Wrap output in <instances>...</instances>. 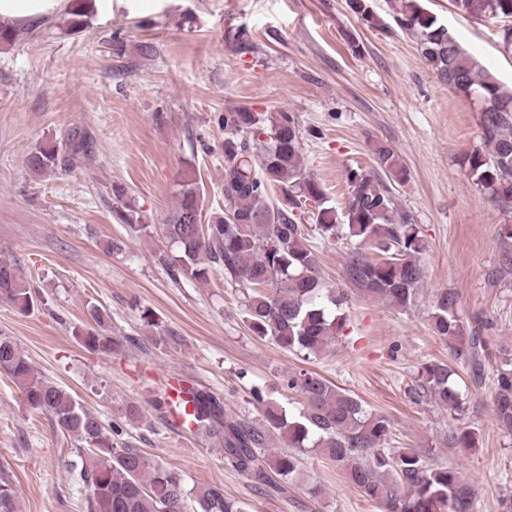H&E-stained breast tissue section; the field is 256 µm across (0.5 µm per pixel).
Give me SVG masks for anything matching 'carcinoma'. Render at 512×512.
Instances as JSON below:
<instances>
[{"label": "carcinoma", "instance_id": "carcinoma-1", "mask_svg": "<svg viewBox=\"0 0 512 512\" xmlns=\"http://www.w3.org/2000/svg\"><path fill=\"white\" fill-rule=\"evenodd\" d=\"M91 0H71L67 23L81 26ZM402 24L419 38L423 58L438 81L455 93L481 104L480 126L487 151L466 157L472 183L501 209L512 210V88L499 82L494 71L470 55L456 36L420 0H400ZM459 11L478 19L502 23L500 43L512 50V0H451ZM224 211L235 219L215 216L199 229L203 219V191L192 163L184 162V180L172 220L166 225L176 253H161L159 264L169 277L206 281L216 270L225 282L248 290L244 304L249 329L281 349L307 358L319 356L347 320L348 297L324 286L320 261L307 244L302 213L315 208L313 219L327 235L345 225L351 237L371 246L376 257L356 252L343 268L347 282L373 298L397 308L412 305L423 275L419 255L424 250L418 225L399 211L392 188L407 181L408 170L388 145L375 149L376 168H351L346 173L348 199L339 210L322 185L301 162L300 131L294 115H267L238 108L224 113ZM30 168L44 173L58 165V153L43 146L28 158ZM119 206L116 218L130 232L146 229L127 191L113 187ZM504 242L491 280L512 275V224L502 227ZM22 312L37 306L39 298L17 268L0 261V300ZM95 325L76 326L73 335L87 349L109 355L121 342L102 334L103 312L90 308ZM434 333L454 342L456 358L468 363L473 379L482 371L485 339L458 314V294L448 289L436 294L431 309ZM497 389L493 400L499 429L512 436V351L498 356ZM0 369L21 390L27 404L48 413L62 432L85 445L93 458L84 470L89 487L90 512H249V505L224 496L219 484L189 488L180 475L150 460L141 449L115 441L114 429L86 410L56 384L39 376L12 337L0 334ZM286 386L308 402L298 415L276 405L267 407L266 424L255 427L227 416L223 402L196 389L191 401L198 428L219 440L224 458L248 474L259 486L288 490L307 448L320 450L337 463H348L349 482L376 500L388 512H473L474 488L457 472L433 465L403 448L388 447V419L366 410L362 401L319 375L302 371L288 376ZM419 386L448 412L464 413L465 402L455 389L452 371L444 363H427ZM285 434L291 451L271 447L274 432ZM450 448L476 446V433L452 428L445 438ZM0 512H17L16 491L0 469Z\"/></svg>", "mask_w": 512, "mask_h": 512}]
</instances>
